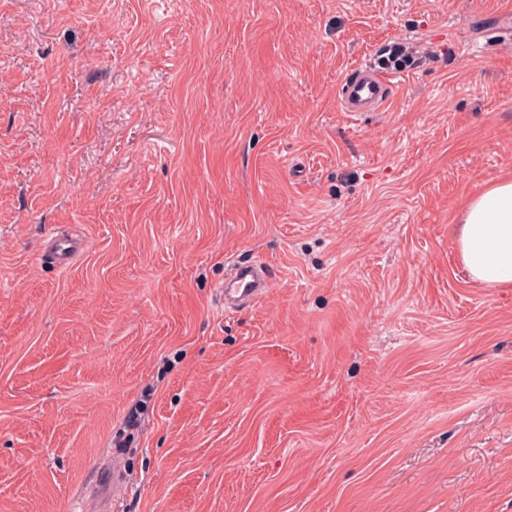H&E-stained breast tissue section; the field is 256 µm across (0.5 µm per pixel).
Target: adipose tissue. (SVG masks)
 Wrapping results in <instances>:
<instances>
[{
	"label": "adipose tissue",
	"instance_id": "1",
	"mask_svg": "<svg viewBox=\"0 0 512 512\" xmlns=\"http://www.w3.org/2000/svg\"><path fill=\"white\" fill-rule=\"evenodd\" d=\"M455 236L458 257L472 281L488 288L512 287V179L474 197Z\"/></svg>",
	"mask_w": 512,
	"mask_h": 512
}]
</instances>
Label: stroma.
Returning a JSON list of instances; mask_svg holds the SVG:
<instances>
[{"label": "stroma", "mask_w": 512, "mask_h": 512, "mask_svg": "<svg viewBox=\"0 0 512 512\" xmlns=\"http://www.w3.org/2000/svg\"><path fill=\"white\" fill-rule=\"evenodd\" d=\"M512 0H0V512H512ZM361 120L336 86L394 51ZM86 252L40 260L53 233ZM272 286L225 315V258ZM457 253L468 277L487 288L512 287V179L474 197L455 227Z\"/></svg>", "instance_id": "35a3bbf8"}]
</instances>
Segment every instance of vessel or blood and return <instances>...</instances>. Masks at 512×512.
<instances>
[{"mask_svg":"<svg viewBox=\"0 0 512 512\" xmlns=\"http://www.w3.org/2000/svg\"><path fill=\"white\" fill-rule=\"evenodd\" d=\"M392 72L366 65L355 67L338 84L336 95L342 111L358 117L381 111L392 95ZM84 241L61 235L48 239L46 254L53 266L63 270L84 251ZM271 273L260 262L232 261L221 292L224 310L237 313L253 307L269 290Z\"/></svg>","mask_w":512,"mask_h":512,"instance_id":"vessel-or-blood-1","label":"vessel or blood"}]
</instances>
